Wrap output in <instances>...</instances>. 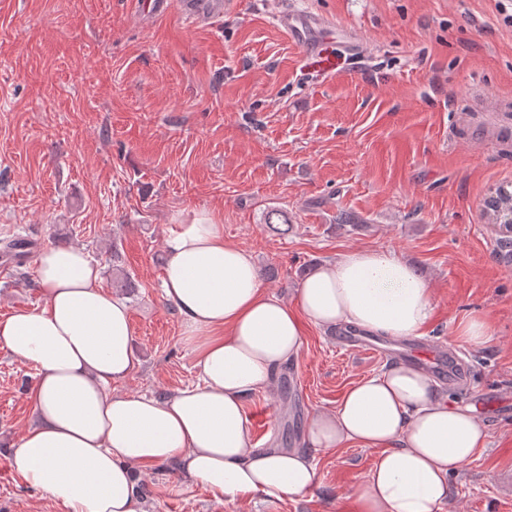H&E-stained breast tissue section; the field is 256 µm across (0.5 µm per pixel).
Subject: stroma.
<instances>
[{
  "label": "stroma",
  "mask_w": 512,
  "mask_h": 512,
  "mask_svg": "<svg viewBox=\"0 0 512 512\" xmlns=\"http://www.w3.org/2000/svg\"><path fill=\"white\" fill-rule=\"evenodd\" d=\"M226 2L222 18L192 26L175 8L143 15L136 0H0V245L84 248L107 292L129 274L141 365L123 389L156 398L198 382L199 342L161 288L177 217L215 212L225 241L288 302L338 253L395 251L430 282L425 339L465 356L468 386L443 393L487 430L442 512H512V263L484 216L490 190L512 186V28L498 0ZM292 7L357 37L358 62L305 74L276 20ZM274 208L288 228L266 224ZM341 211L351 223H337ZM36 279L32 256L0 270V317L42 307ZM471 318L487 322L486 345L459 338ZM334 336L308 326L275 387L248 401L263 445L305 448L312 415L390 366ZM35 380L0 348V512H57L11 465L35 419ZM314 456L319 485L300 502L224 504L172 464L137 485L146 512H356L348 492L376 450Z\"/></svg>",
  "instance_id": "obj_1"
}]
</instances>
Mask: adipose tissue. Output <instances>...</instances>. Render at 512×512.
Returning <instances> with one entry per match:
<instances>
[{"label": "adipose tissue", "mask_w": 512, "mask_h": 512, "mask_svg": "<svg viewBox=\"0 0 512 512\" xmlns=\"http://www.w3.org/2000/svg\"><path fill=\"white\" fill-rule=\"evenodd\" d=\"M166 250L164 298L186 335L203 339L198 384L164 400L120 392L140 364L129 307L102 290L83 248L48 247L36 261L43 307L0 319V347L37 371V422L13 469L58 512H145L136 469L161 463L227 503L304 499L319 482L316 461L307 450L256 447L247 400L299 355L304 323L422 335L433 314L428 281L390 250H349L314 268L289 303L263 289L252 255L225 241L208 210L179 219ZM306 440L377 450L367 481L351 488L358 512H441L449 477L487 431L427 371L401 362L355 383L335 412L313 416Z\"/></svg>", "instance_id": "adipose-tissue-1"}]
</instances>
